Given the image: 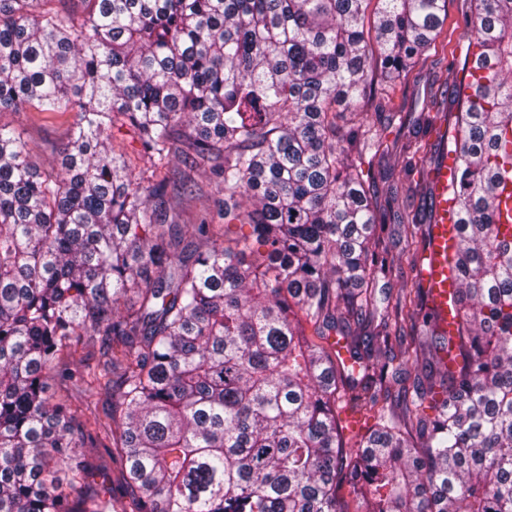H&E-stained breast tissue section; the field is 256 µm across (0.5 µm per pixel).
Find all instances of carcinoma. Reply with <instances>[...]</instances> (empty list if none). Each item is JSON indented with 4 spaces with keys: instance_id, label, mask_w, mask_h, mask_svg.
I'll return each mask as SVG.
<instances>
[{
    "instance_id": "carcinoma-1",
    "label": "carcinoma",
    "mask_w": 512,
    "mask_h": 512,
    "mask_svg": "<svg viewBox=\"0 0 512 512\" xmlns=\"http://www.w3.org/2000/svg\"><path fill=\"white\" fill-rule=\"evenodd\" d=\"M51 2L0 0V112L74 113L44 169L0 123V512H112L86 489L97 421L45 382L88 342L132 512H349L345 487L364 512H512V0H469L487 76L466 57L441 90L448 331L423 288L378 306L390 239L414 258L430 229L380 223L337 111L412 71L448 0ZM174 158L249 233L185 222ZM117 137L114 140L116 152L124 156L136 175L142 173H144V176L149 175V172L146 171L149 164L137 154L140 145L137 142H133L128 136L121 137L117 135Z\"/></svg>"
}]
</instances>
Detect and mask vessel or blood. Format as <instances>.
Returning a JSON list of instances; mask_svg holds the SVG:
<instances>
[{
	"label": "vessel or blood",
	"instance_id": "obj_1",
	"mask_svg": "<svg viewBox=\"0 0 512 512\" xmlns=\"http://www.w3.org/2000/svg\"><path fill=\"white\" fill-rule=\"evenodd\" d=\"M433 218L427 248V265L418 272L423 287L428 288L431 305L442 323L453 320L448 308V293L452 284L448 279V165L433 166L431 173Z\"/></svg>",
	"mask_w": 512,
	"mask_h": 512
}]
</instances>
